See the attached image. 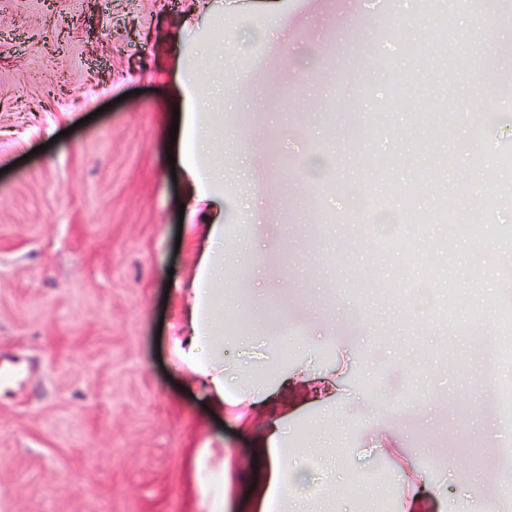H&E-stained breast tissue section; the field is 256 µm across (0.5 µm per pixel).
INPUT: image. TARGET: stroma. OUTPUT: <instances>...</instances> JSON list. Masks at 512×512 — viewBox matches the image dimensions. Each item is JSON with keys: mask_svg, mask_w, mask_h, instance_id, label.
<instances>
[{"mask_svg": "<svg viewBox=\"0 0 512 512\" xmlns=\"http://www.w3.org/2000/svg\"><path fill=\"white\" fill-rule=\"evenodd\" d=\"M0 0V512H198L197 458L232 455L248 469L261 426L207 408L203 389L170 360L184 317V290L206 246L203 226L179 216L185 181L170 158L175 80L236 9L243 30L273 24L269 0ZM300 24L255 37L230 63L237 86L221 106L222 161L238 179L242 222H225L224 317L246 313L249 355L224 357L257 377L303 376L298 392L337 371L329 402L280 398L276 417L302 462L301 495L314 512H379L405 490L395 457L468 503L512 512L499 473L504 428L497 377L481 329L426 314L386 295L407 257L385 250L300 174L312 146L326 147L337 184L378 197L401 223L427 222L445 196L471 212L498 193L497 175L472 162L487 144L512 145V111L501 121L460 124L471 101L454 60L489 55L512 64V16L492 0L418 16L397 0H278ZM456 33L442 55L431 32ZM415 40L398 73L435 63L406 110L383 111L377 54L390 33ZM452 85V98L438 96ZM451 166L436 171L435 157ZM416 187L413 210L403 189ZM475 242L456 246L448 285L482 303L512 296L506 281L472 276ZM335 460L340 486L327 495L321 464Z\"/></svg>", "mask_w": 512, "mask_h": 512, "instance_id": "stroma-1", "label": "stroma"}]
</instances>
